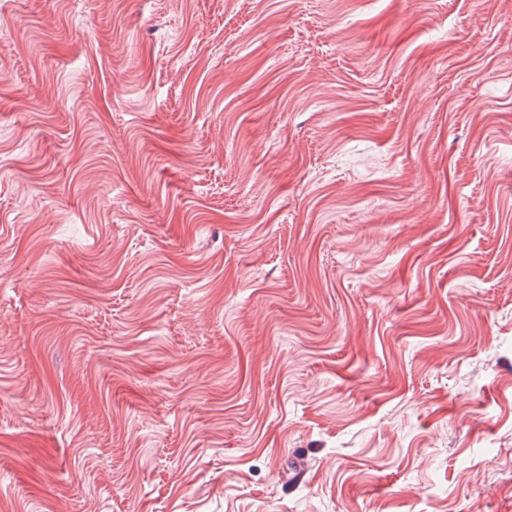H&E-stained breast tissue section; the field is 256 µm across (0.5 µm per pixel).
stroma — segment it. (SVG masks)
I'll return each mask as SVG.
<instances>
[{"instance_id":"obj_1","label":"stroma","mask_w":512,"mask_h":512,"mask_svg":"<svg viewBox=\"0 0 512 512\" xmlns=\"http://www.w3.org/2000/svg\"><path fill=\"white\" fill-rule=\"evenodd\" d=\"M0 512H512V0H0Z\"/></svg>"}]
</instances>
